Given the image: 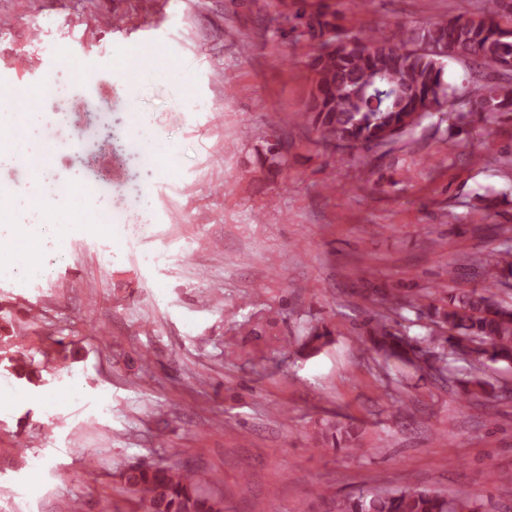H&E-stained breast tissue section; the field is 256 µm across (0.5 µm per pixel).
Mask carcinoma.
Here are the masks:
<instances>
[{
	"instance_id": "cac0c4a2",
	"label": "carcinoma",
	"mask_w": 512,
	"mask_h": 512,
	"mask_svg": "<svg viewBox=\"0 0 512 512\" xmlns=\"http://www.w3.org/2000/svg\"><path fill=\"white\" fill-rule=\"evenodd\" d=\"M505 0H483L480 16L443 19L421 28L397 25L388 31L361 30L344 35L333 50L317 41V32L333 26L328 14L307 17L314 40L311 67L315 81L305 117L326 142L354 152L386 146L413 135L430 115L432 101L464 95L486 120L512 115V27L501 24ZM499 73L494 80L467 84L445 80L443 57ZM484 275L481 287H448L429 305L434 331L446 333L451 359L463 363L448 377L464 401L480 400L503 387L486 376L491 364L512 366V302L498 295L502 278L512 276V251L494 257L466 255L448 264L453 281L458 266ZM372 347L403 364H415L417 345H408L393 327L377 324L368 336ZM125 484L147 512H224V499L198 484L188 467L141 465L123 474ZM338 512H478L472 498L448 497L429 489L403 488L391 495L372 493L344 502Z\"/></svg>"
}]
</instances>
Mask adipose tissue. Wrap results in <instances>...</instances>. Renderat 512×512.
<instances>
[{"label": "adipose tissue", "mask_w": 512, "mask_h": 512, "mask_svg": "<svg viewBox=\"0 0 512 512\" xmlns=\"http://www.w3.org/2000/svg\"><path fill=\"white\" fill-rule=\"evenodd\" d=\"M195 67L192 61H184L181 78L175 83L156 81L149 67L123 70L117 75L123 90L144 89L160 97L174 96L181 100L185 112L193 114L204 111V100L191 95V84ZM70 126L69 119L53 116L49 119L30 115L25 128L30 143L41 150L45 164L36 172L34 188L28 202L15 206L7 222H0V241L13 244L5 268L12 277L30 280L53 268L54 262L66 261L71 257L68 248L70 238L93 235L103 247L106 259L120 262L126 252V229L124 224L113 223L112 204L100 205V217L96 224H62L43 217L49 207L77 210L81 199L77 189L83 188L82 177L68 174L67 186L57 183L56 156L71 146V139L62 135ZM142 132V139L136 140L128 155V162L140 172L135 189L126 191L123 216L132 217L139 234H152L159 220L156 188L159 184H176L186 174L183 164L185 145L182 140L158 133L152 128V115L141 112L135 124H123L120 133L130 136L131 132Z\"/></svg>", "instance_id": "1"}]
</instances>
